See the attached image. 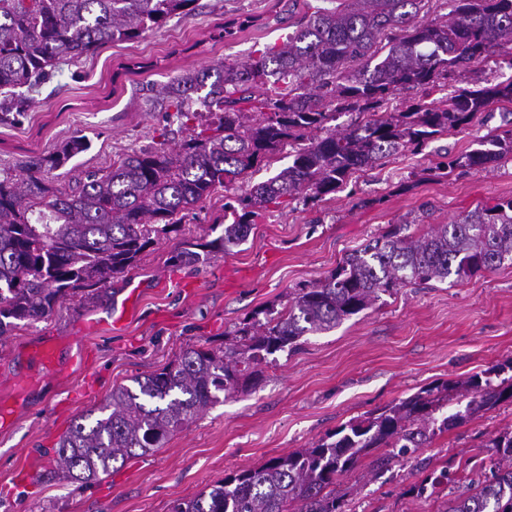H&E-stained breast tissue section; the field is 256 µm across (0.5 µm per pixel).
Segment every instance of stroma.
<instances>
[{
  "instance_id": "1",
  "label": "stroma",
  "mask_w": 512,
  "mask_h": 512,
  "mask_svg": "<svg viewBox=\"0 0 512 512\" xmlns=\"http://www.w3.org/2000/svg\"><path fill=\"white\" fill-rule=\"evenodd\" d=\"M335 5L196 0L193 11L138 39L60 63L49 81L29 91L25 112L0 122V177L21 176L31 157L74 138L86 139L89 148L59 169L57 180L66 186L86 171L108 169L126 152L176 149L219 114L177 119L159 104L163 85L282 43L307 14ZM232 21L241 30L223 37ZM478 80H512V59L496 56L451 73L431 98L441 100ZM510 118L512 103L492 104L421 150L354 173L334 194L271 209L230 254L174 265L170 257L182 242L213 239V226L223 222L225 191L216 189L132 269L112 277L100 298L64 302L48 319L18 327L0 344V407L10 412L0 424V512H170L175 500L195 496L225 474L311 447L421 389L461 382L512 359L511 266L458 282L408 286L331 331L304 336L297 350L268 356L256 386L203 412L163 447L115 464L99 481L15 484L19 473L42 471L72 422L101 405L114 386L131 385L186 346H223L256 312L281 311L295 288L324 279L387 225L408 221L423 232L512 199L511 162L445 178L436 171L444 156L479 148ZM128 297L132 311L122 328H112L108 312ZM50 336L59 341L60 371L22 391L33 370L29 352ZM510 428L507 403L437 434L416 460L396 457L377 469L372 456H364L336 485L346 512H438V501L414 492L426 471L472 457L481 440Z\"/></svg>"
}]
</instances>
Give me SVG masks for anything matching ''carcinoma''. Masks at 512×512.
Returning a JSON list of instances; mask_svg holds the SVG:
<instances>
[{"mask_svg":"<svg viewBox=\"0 0 512 512\" xmlns=\"http://www.w3.org/2000/svg\"><path fill=\"white\" fill-rule=\"evenodd\" d=\"M196 0H0V89L31 87L57 64L77 61L112 41H130ZM428 0H341L304 17L286 42L246 60L226 62L215 74L188 72L163 88L176 115L221 112L178 149H139L107 170L88 173L76 187L54 171L89 148L72 139L24 165L25 177L0 179V340L22 322L50 317L55 307L100 296L108 281L134 267L156 237L182 222L217 187L229 190L286 146L292 162L224 202L222 233L204 243L185 241L172 256L195 265L230 253L256 220L286 199L336 193L357 170L399 152L419 150L471 122L497 101L512 102V80L460 89L437 105L428 101L448 72L488 60L512 45V0H448V19L417 21ZM208 88L205 95L199 91ZM401 90L420 93L402 112L385 104ZM26 99L0 102V121L23 112ZM358 116L331 127L336 115ZM488 147L441 162L448 176L512 158V121ZM410 224H390L346 254L329 276L300 286L284 310L237 331L219 348L188 346L162 368L136 377V389L112 388L101 407L75 419L42 472L47 480L91 483L112 463L144 455L189 426L204 410L260 380L268 356L294 350L308 334L330 331L384 294L473 276L512 265V199L476 208L415 239ZM512 361L466 382L424 389L376 417L351 422L336 439H321L272 458L254 470L230 473L170 512H342L339 476L378 448L405 457L436 432L512 401ZM465 411L435 414L453 399ZM492 463L484 479L470 463L449 493L444 512H512V430L485 444ZM448 471L415 486L424 496Z\"/></svg>","mask_w":512,"mask_h":512,"instance_id":"obj_1","label":"carcinoma"}]
</instances>
